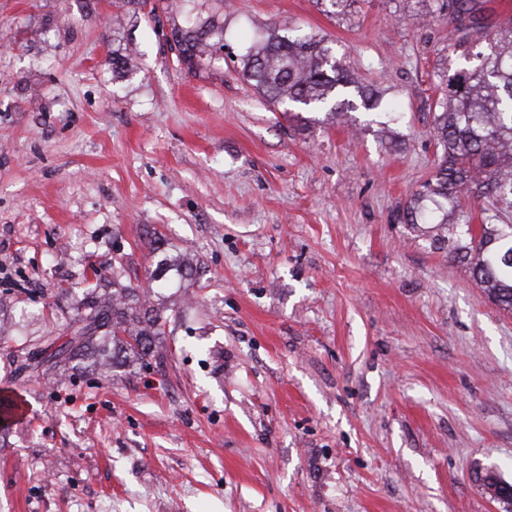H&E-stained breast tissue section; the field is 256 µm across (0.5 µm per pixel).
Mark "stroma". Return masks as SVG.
<instances>
[{"instance_id": "1", "label": "stroma", "mask_w": 512, "mask_h": 512, "mask_svg": "<svg viewBox=\"0 0 512 512\" xmlns=\"http://www.w3.org/2000/svg\"><path fill=\"white\" fill-rule=\"evenodd\" d=\"M210 2L224 48L195 73L168 43L183 0H0V396L26 407L0 512H503L472 475L512 482V314L404 221L437 162L447 18ZM289 25L399 120L273 110L238 58ZM163 253L194 272L152 299L150 369L12 377L92 271L141 285Z\"/></svg>"}]
</instances>
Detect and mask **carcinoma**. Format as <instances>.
Wrapping results in <instances>:
<instances>
[{
    "label": "carcinoma",
    "mask_w": 512,
    "mask_h": 512,
    "mask_svg": "<svg viewBox=\"0 0 512 512\" xmlns=\"http://www.w3.org/2000/svg\"><path fill=\"white\" fill-rule=\"evenodd\" d=\"M182 25L172 29L178 65L198 70L224 48V22L204 10L207 0H191ZM483 0H434L436 12L451 19L448 50L458 67L441 75L443 96L433 116L440 155L430 178L410 199L406 226L430 240L434 250L469 270L498 308L512 312V24L491 30ZM243 78L276 109L306 120L302 112L333 115L377 107L375 95L351 86L332 42L297 30L275 28L242 56ZM477 202L481 223L467 216L461 200ZM166 320L148 305L139 289L124 286L107 295L87 282L70 322L53 327L34 350L21 349L12 375L48 371L88 361L105 375L156 356ZM474 479L492 500L512 512V483L493 470Z\"/></svg>",
    "instance_id": "obj_1"
}]
</instances>
